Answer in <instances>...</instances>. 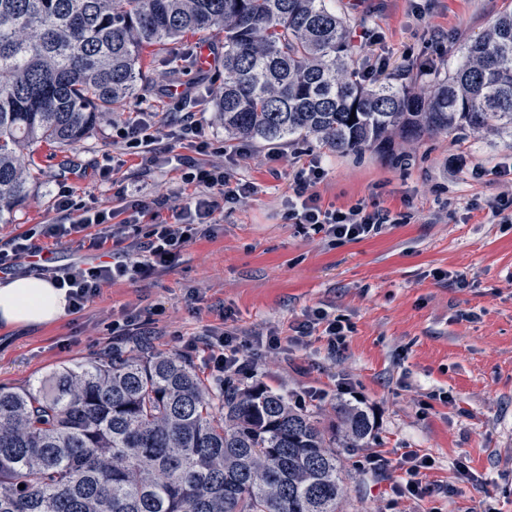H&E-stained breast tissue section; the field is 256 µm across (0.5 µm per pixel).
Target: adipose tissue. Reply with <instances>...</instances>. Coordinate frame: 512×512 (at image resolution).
Wrapping results in <instances>:
<instances>
[{
    "instance_id": "obj_1",
    "label": "adipose tissue",
    "mask_w": 512,
    "mask_h": 512,
    "mask_svg": "<svg viewBox=\"0 0 512 512\" xmlns=\"http://www.w3.org/2000/svg\"><path fill=\"white\" fill-rule=\"evenodd\" d=\"M67 309L65 290L49 279L23 276L0 282V325L38 328L55 323Z\"/></svg>"
}]
</instances>
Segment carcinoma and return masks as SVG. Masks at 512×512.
Here are the masks:
<instances>
[{"label": "carcinoma", "mask_w": 512, "mask_h": 512, "mask_svg": "<svg viewBox=\"0 0 512 512\" xmlns=\"http://www.w3.org/2000/svg\"><path fill=\"white\" fill-rule=\"evenodd\" d=\"M204 31L224 35L230 140L347 154L465 127L512 136V12L428 95L363 86L329 0H0V223L30 195L38 147L79 144L137 95L148 48ZM333 411L326 426L270 388L211 386L147 343L116 348L0 385V512H345L344 455L375 426Z\"/></svg>", "instance_id": "1"}]
</instances>
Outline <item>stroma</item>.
Wrapping results in <instances>:
<instances>
[{
	"mask_svg": "<svg viewBox=\"0 0 512 512\" xmlns=\"http://www.w3.org/2000/svg\"><path fill=\"white\" fill-rule=\"evenodd\" d=\"M336 9L350 17L361 59L383 58L381 77L410 76L427 87L455 69L463 47L511 11L512 0H336ZM202 44L212 52L208 66L183 61L182 47ZM223 62L224 37L214 32L161 47L124 118L148 112L167 128L189 112L211 147L225 145L215 114ZM163 84L175 94L161 93ZM313 157L325 170L324 203L374 202L395 224L334 244L304 234L289 220L285 196L297 167ZM510 160L512 137L486 131L397 137L349 155L313 140L249 142L246 155L225 165L232 178L257 183L256 196L225 204L215 214L216 234L198 239L162 275L104 286L82 312L45 327H0V383L25 387L61 365L134 345L135 337L114 333L125 306L145 314L164 306L151 345L187 358L205 379L203 352L186 348L205 326L233 327L242 342L275 328L284 343L251 352L255 373L246 384L303 401L327 423L336 403L355 402L376 424L370 447L389 466L378 476L354 469L350 502L360 512H512V223H497L488 208L512 199V183L490 174ZM114 163L118 171L103 176ZM40 165L29 198L0 223V244L60 223L54 195L62 181L89 207L112 205L122 188L173 198L190 192L179 171L144 170L108 118ZM193 292L199 300H190ZM315 308L352 326L337 354L319 336L292 340ZM412 450L435 464L427 493L400 499L391 486Z\"/></svg>",
	"mask_w": 512,
	"mask_h": 512,
	"instance_id": "stroma-1",
	"label": "stroma"
}]
</instances>
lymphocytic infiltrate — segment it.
<instances>
[{
    "label": "lymphocytic infiltrate",
    "instance_id": "lymphocytic-infiltrate-1",
    "mask_svg": "<svg viewBox=\"0 0 512 512\" xmlns=\"http://www.w3.org/2000/svg\"><path fill=\"white\" fill-rule=\"evenodd\" d=\"M201 130L199 121L190 117L175 131L163 130L143 118L123 125V138L129 147L137 149L142 166L163 163L181 170L183 183L192 186L193 191L180 203H172L167 195L133 199L122 193L118 196V206L92 209L77 202L69 187L59 188L54 205L69 221L42 225L41 236L59 241L96 224L104 226L105 238L112 241L110 260L86 267L76 263L54 270L52 280L56 287L66 289L70 312L82 311L99 296L104 285L144 280L166 272L173 259L204 235L206 225L212 224L223 204L237 203L258 194L257 184L231 180L224 170V149H215L213 160L204 164L175 153L174 148L179 144L205 150L206 145L200 140ZM323 174L321 160L310 159L296 171L292 193L286 199L289 219L295 220L305 233L321 234L334 241L357 240L376 236L390 224L387 210L369 209L363 201L344 210L323 207L317 191ZM165 209L171 210V219L161 218L160 213ZM148 211L158 214L159 219L143 233L139 224ZM317 330L323 331L330 349L336 350L345 344L351 326L342 317L333 318L316 309L296 328L302 337ZM202 343L208 368L216 380L252 375V363L245 358L243 346L234 344L231 330L207 327Z\"/></svg>",
    "mask_w": 512,
    "mask_h": 512
}]
</instances>
